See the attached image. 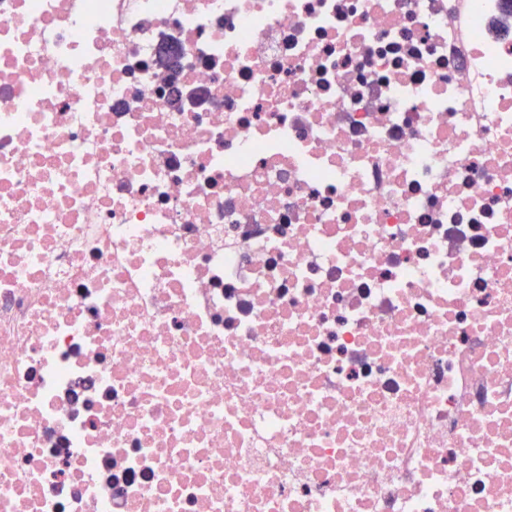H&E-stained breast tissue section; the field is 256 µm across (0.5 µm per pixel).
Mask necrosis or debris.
Segmentation results:
<instances>
[{
    "label": "necrosis or debris",
    "instance_id": "4bbe7bcc",
    "mask_svg": "<svg viewBox=\"0 0 512 512\" xmlns=\"http://www.w3.org/2000/svg\"><path fill=\"white\" fill-rule=\"evenodd\" d=\"M0 512H512V0H0Z\"/></svg>",
    "mask_w": 512,
    "mask_h": 512
}]
</instances>
